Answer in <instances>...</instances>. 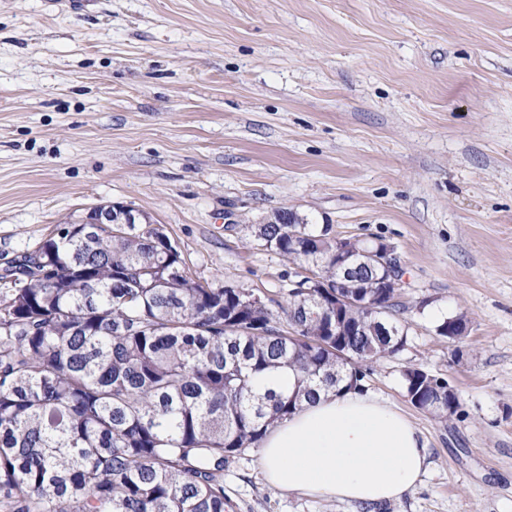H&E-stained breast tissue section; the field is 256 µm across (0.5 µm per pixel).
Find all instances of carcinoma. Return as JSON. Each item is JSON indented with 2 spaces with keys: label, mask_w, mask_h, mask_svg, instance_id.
<instances>
[{
  "label": "carcinoma",
  "mask_w": 512,
  "mask_h": 512,
  "mask_svg": "<svg viewBox=\"0 0 512 512\" xmlns=\"http://www.w3.org/2000/svg\"><path fill=\"white\" fill-rule=\"evenodd\" d=\"M258 238L336 284L329 229L262 224ZM247 293L194 278L150 224H60L1 268L0 512H237L224 492L236 457L406 344L396 288L376 315L346 308L352 336L330 330L334 308L308 317L292 289L285 332ZM278 369L296 389L255 395ZM403 380L413 405L457 412L442 379L408 367Z\"/></svg>",
  "instance_id": "cac0c4a2"
}]
</instances>
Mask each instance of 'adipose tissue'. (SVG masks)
Returning <instances> with one entry per match:
<instances>
[{"mask_svg":"<svg viewBox=\"0 0 512 512\" xmlns=\"http://www.w3.org/2000/svg\"><path fill=\"white\" fill-rule=\"evenodd\" d=\"M260 468L275 489L381 505L414 491L427 469L420 432L356 389L304 401L261 439Z\"/></svg>","mask_w":512,"mask_h":512,"instance_id":"1","label":"adipose tissue"}]
</instances>
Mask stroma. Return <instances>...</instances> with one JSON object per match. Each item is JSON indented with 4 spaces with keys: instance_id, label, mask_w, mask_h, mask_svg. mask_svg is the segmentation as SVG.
<instances>
[{
    "instance_id": "35a3bbf8",
    "label": "stroma",
    "mask_w": 512,
    "mask_h": 512,
    "mask_svg": "<svg viewBox=\"0 0 512 512\" xmlns=\"http://www.w3.org/2000/svg\"><path fill=\"white\" fill-rule=\"evenodd\" d=\"M112 203L279 318L307 266L258 239L277 210L400 258L407 342L363 391L426 441L421 484L318 500L253 448L224 471L241 512H512V0H0V263ZM408 367L457 415L415 408ZM404 386L409 401L420 410L431 411L441 420H448L449 406L453 405V389L444 379L415 367H408L403 372ZM444 382V384H443Z\"/></svg>"
}]
</instances>
